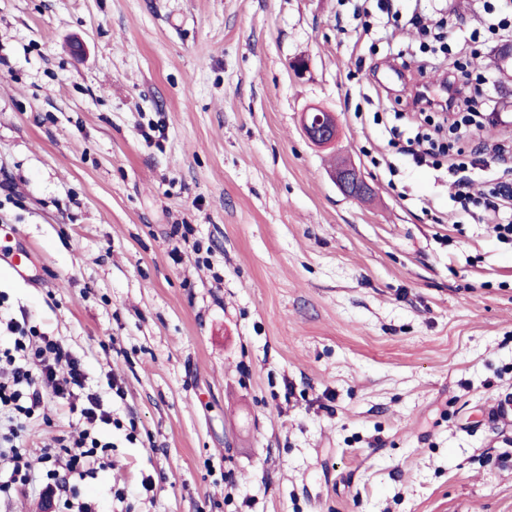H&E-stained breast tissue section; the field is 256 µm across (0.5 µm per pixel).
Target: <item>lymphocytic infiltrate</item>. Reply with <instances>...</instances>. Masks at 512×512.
<instances>
[{
	"mask_svg": "<svg viewBox=\"0 0 512 512\" xmlns=\"http://www.w3.org/2000/svg\"><path fill=\"white\" fill-rule=\"evenodd\" d=\"M442 82L448 88V100L440 105L441 113L451 116L483 108L496 112L497 103L487 97L488 77L477 83L460 74L457 61L448 60ZM441 127L425 128L421 112H413L409 129L392 128L391 134L403 141L402 151L416 165H437L445 151L440 144ZM504 161L499 147L479 144L471 150L469 163H449L455 187L453 200L460 213L470 211L471 204L483 200L488 223L497 235L512 236V186L502 183L488 198H481L474 189V171L486 167L489 160ZM11 345L0 350V460L9 470L6 480H0V497L12 489L41 484L43 492L58 498L59 512H93L90 505H73L70 495L74 479L84 477L93 469L111 466L108 446L98 435L100 425L112 422L111 412L102 410L96 394L87 392L86 375L81 360L60 340L41 333L36 326L18 321L0 312ZM66 402L71 413L85 423L77 436L67 442L45 448L41 456L42 469L33 472L23 446L26 422L44 412L49 400Z\"/></svg>",
	"mask_w": 512,
	"mask_h": 512,
	"instance_id": "f902f5d3",
	"label": "lymphocytic infiltrate"
}]
</instances>
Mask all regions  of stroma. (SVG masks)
Returning <instances> with one entry per match:
<instances>
[{
	"label": "stroma",
	"mask_w": 512,
	"mask_h": 512,
	"mask_svg": "<svg viewBox=\"0 0 512 512\" xmlns=\"http://www.w3.org/2000/svg\"><path fill=\"white\" fill-rule=\"evenodd\" d=\"M426 4L360 41L347 0H0V294L112 413L98 512H512V243L390 146L378 82L439 78ZM81 427L53 403L27 446ZM301 123L307 138L319 145L331 143L336 138V119L333 112L321 108L305 111ZM333 179L340 191L347 197L360 199L367 193V185L354 165H340L334 170Z\"/></svg>",
	"instance_id": "1"
}]
</instances>
